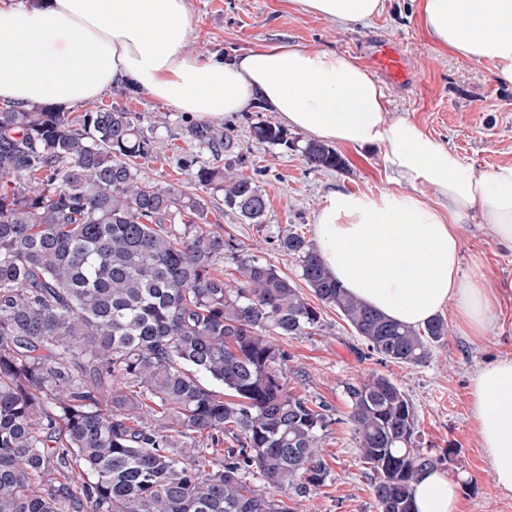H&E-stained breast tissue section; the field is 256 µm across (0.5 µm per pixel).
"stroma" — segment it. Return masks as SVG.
Segmentation results:
<instances>
[{
    "label": "stroma",
    "mask_w": 512,
    "mask_h": 512,
    "mask_svg": "<svg viewBox=\"0 0 512 512\" xmlns=\"http://www.w3.org/2000/svg\"><path fill=\"white\" fill-rule=\"evenodd\" d=\"M382 12L358 25L340 27L291 8L287 0H189L195 29L193 54L229 59L274 42L300 43L335 50L361 60L377 40L395 43L409 75L398 85L378 78L388 120L410 119L439 139L476 172L512 163V84L497 79L490 63H476L438 50L418 24L415 0H383ZM97 105H120L156 140L157 154L144 170L156 183L197 192L208 218L235 243L220 264L226 283L237 277L239 254L267 261L292 282H299L297 259L281 251L279 236L297 231L314 240L315 224L326 195L335 189L378 192L389 186L377 148L342 149L344 170L310 168L300 153L259 145L251 137L258 121L279 123L268 109L245 108L213 122L231 131V151L213 154L189 133L197 121L145 92L127 97L119 87L100 95ZM233 164L252 177L267 197L263 223L252 224L227 208L223 193L196 188L191 170ZM463 279H484L497 297V319L486 336L471 338L451 330L428 363L403 366L369 354L336 308L320 305L321 323L285 339L287 386L291 392L326 405L329 424L322 448L329 473L323 486L296 501L294 512H377L369 486L373 473L363 464L348 421L346 384L372 374L389 377L411 401L418 419L416 441L458 485L461 512H512V494L500 492L485 467L479 435L470 417V391L476 372L487 363L512 357V248L478 225L461 230ZM450 460H443V453Z\"/></svg>",
    "instance_id": "35a3bbf8"
}]
</instances>
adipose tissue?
<instances>
[{
    "mask_svg": "<svg viewBox=\"0 0 512 512\" xmlns=\"http://www.w3.org/2000/svg\"><path fill=\"white\" fill-rule=\"evenodd\" d=\"M289 3L343 26L383 9V0ZM417 18L439 48L491 63L512 83V0H418ZM193 26L188 0H33L24 8L0 0V104L66 109L119 83L205 122L260 101L313 139L381 148L398 188L328 193L315 224L326 265L351 295L399 323L423 325L449 306L465 333L486 335L496 297L483 280L461 278L459 230L477 216L512 245V163L476 173L416 122L388 121L380 87L354 60L298 43L201 58L189 50ZM470 406L494 484L512 493V358L475 374ZM414 507L459 512L456 483L427 471Z\"/></svg>",
    "mask_w": 512,
    "mask_h": 512,
    "instance_id": "adipose-tissue-1",
    "label": "adipose tissue"
}]
</instances>
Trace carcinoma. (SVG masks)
I'll return each mask as SVG.
<instances>
[{
  "mask_svg": "<svg viewBox=\"0 0 512 512\" xmlns=\"http://www.w3.org/2000/svg\"><path fill=\"white\" fill-rule=\"evenodd\" d=\"M191 134L232 147L210 128ZM251 136L315 169L346 167L267 121ZM154 153L124 108L0 109V512H288L272 491L302 499L326 481L325 408L288 390L279 344L321 313L255 255L224 282L233 240L208 227L199 196L145 176L138 159ZM192 181L263 223L256 180L227 165ZM279 246L381 360L423 365L445 342L443 318L406 326L349 294L304 235ZM346 394L378 512H413L437 460L414 447L412 403L384 375Z\"/></svg>",
  "mask_w": 512,
  "mask_h": 512,
  "instance_id": "1",
  "label": "carcinoma"
}]
</instances>
